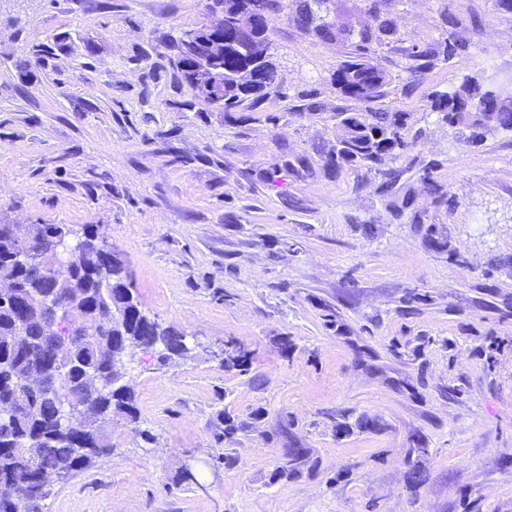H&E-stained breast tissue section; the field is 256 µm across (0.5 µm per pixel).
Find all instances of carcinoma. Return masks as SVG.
Listing matches in <instances>:
<instances>
[{"label":"carcinoma","instance_id":"carcinoma-1","mask_svg":"<svg viewBox=\"0 0 512 512\" xmlns=\"http://www.w3.org/2000/svg\"><path fill=\"white\" fill-rule=\"evenodd\" d=\"M327 2L296 0L294 21L305 30L314 29L326 40L357 37L355 56L340 64L336 74L343 80V85L339 86L343 95L357 101H369L380 95L388 78L376 62L371 46L383 36L388 38L396 34L395 21L381 16L376 28L353 34L330 18ZM226 5L244 12L257 11L264 15V23L269 26L285 8L283 0H229L227 3L211 0L208 9L218 11ZM251 48L249 35L232 28L224 30V55L216 59V75L224 79V99L221 101L211 98L207 92L213 74L203 73L196 67L198 42L179 38L178 54L172 64L206 101L229 111L248 100L253 105L258 104L267 89L278 84V71L271 62L249 81L233 84V75L250 65ZM460 48L462 44L456 41L446 42L437 48L414 51L410 58L428 59L440 54L448 60ZM468 92L497 113L499 129L512 130V102L503 98L497 88L475 82ZM433 106L450 124L481 125L477 116L464 109L465 98L457 93L435 94ZM404 129L402 112H352L337 125L336 148L324 155V165L336 172L346 167H363L381 176L382 190L388 192L396 182V173L387 167V161L402 156L415 143L404 136ZM420 182L437 203H448V197L433 177L432 167L421 170ZM72 234L73 230L67 224H38L28 247L41 251L49 244L69 239ZM99 240L98 227L84 225L80 248L85 257L81 262L71 264L62 278L46 280L34 267H10L17 243L10 236L8 226L0 224V266L9 270L18 285L12 297L0 298V406L12 399L19 380L27 372L39 367L48 373L41 387L26 392L24 411L0 419V487L13 486L21 494L19 501L0 498V512H42V503L51 494V489L42 480L44 472L66 469L74 474L91 467L97 458L112 451V444L102 432L101 424L114 416L136 422L133 390L128 385L112 384V347L131 339L143 352L162 348L163 359L189 352L186 335L174 327H161L141 309L136 299L128 305L123 335L115 333L112 304L97 298L99 282L91 256L98 253ZM109 269L112 293L120 298L132 286L128 268L122 261L112 264ZM34 287L47 295L60 297L67 296L75 288L84 292L85 325L81 335L73 338L65 328L60 336H41L33 324L27 326L26 335L17 332L18 307L25 304ZM224 363L243 372L248 355L233 347L225 352ZM86 371L97 372L104 379V385L91 388L84 377ZM59 387L67 389L76 407L77 422L68 433L53 436L50 430L54 429L56 421L55 392Z\"/></svg>","mask_w":512,"mask_h":512}]
</instances>
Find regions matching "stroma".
I'll return each instance as SVG.
<instances>
[{"label": "stroma", "mask_w": 512, "mask_h": 512, "mask_svg": "<svg viewBox=\"0 0 512 512\" xmlns=\"http://www.w3.org/2000/svg\"><path fill=\"white\" fill-rule=\"evenodd\" d=\"M329 8L356 31L395 20L374 45L380 97L333 84L352 42L283 16L278 84L227 112L169 64L205 0H0V224L98 225L143 310L191 348L135 356L138 423L113 417L111 452L43 512H512V132L473 144L432 107L474 80L512 97V12ZM454 40L413 68V49ZM368 110L406 113L415 138L390 195L323 163L342 114ZM431 163L449 205L418 180ZM229 343L247 373L225 368ZM287 448L306 459L290 474Z\"/></svg>", "instance_id": "stroma-1"}]
</instances>
